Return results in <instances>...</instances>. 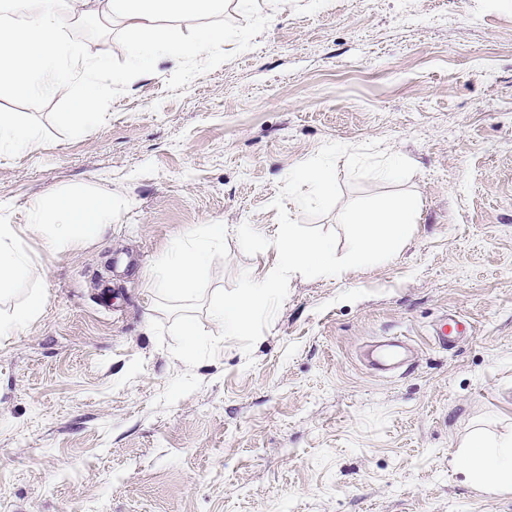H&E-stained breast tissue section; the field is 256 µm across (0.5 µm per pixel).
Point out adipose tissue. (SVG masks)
I'll use <instances>...</instances> for the list:
<instances>
[{
	"label": "adipose tissue",
	"mask_w": 512,
	"mask_h": 512,
	"mask_svg": "<svg viewBox=\"0 0 512 512\" xmlns=\"http://www.w3.org/2000/svg\"><path fill=\"white\" fill-rule=\"evenodd\" d=\"M224 11V0H0V93L16 98L64 94L79 89L71 104V119L83 126L98 119L100 82L125 85L147 73L158 56L218 63V46L230 37L208 17ZM104 15L118 20L130 33L126 52L133 62L124 72L112 70L107 59L80 54L66 40L77 19ZM196 20L192 35L182 21ZM25 224L0 223V300L24 281L40 279L41 269L26 249V238L43 241L49 249L72 252L83 245L92 225L108 223L112 201L88 205L71 193L32 204ZM45 294L32 289L12 309H0V337L19 335L42 314ZM456 464L472 484L491 492L512 491V435L492 437L470 433Z\"/></svg>",
	"instance_id": "ef3b65f1"
}]
</instances>
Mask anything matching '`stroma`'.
<instances>
[{
  "label": "stroma",
  "mask_w": 512,
  "mask_h": 512,
  "mask_svg": "<svg viewBox=\"0 0 512 512\" xmlns=\"http://www.w3.org/2000/svg\"><path fill=\"white\" fill-rule=\"evenodd\" d=\"M227 0L219 66L157 61L99 92L81 129L63 96L0 106L36 128L0 155V215L62 191L111 197L77 251L27 239L41 317L0 338V512H512L455 458L468 434L512 432V0H291L263 18ZM457 22H449V15ZM127 70L122 26L70 29ZM379 140L409 159L422 202L390 260L296 277L251 353L222 342L187 367L146 273L170 240L223 223L210 290L263 276L237 230H277L270 203L327 142ZM447 344H440V332ZM408 337L409 369L362 349Z\"/></svg>",
  "instance_id": "1"
}]
</instances>
